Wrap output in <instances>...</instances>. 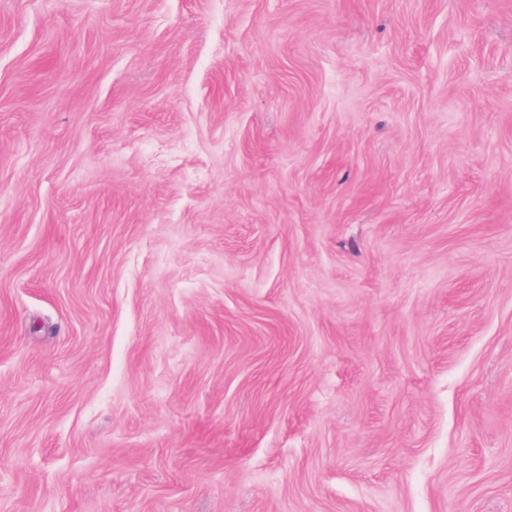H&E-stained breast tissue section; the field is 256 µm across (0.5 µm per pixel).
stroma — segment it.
I'll list each match as a JSON object with an SVG mask.
<instances>
[{
    "mask_svg": "<svg viewBox=\"0 0 512 512\" xmlns=\"http://www.w3.org/2000/svg\"><path fill=\"white\" fill-rule=\"evenodd\" d=\"M0 512H512V0H0Z\"/></svg>",
    "mask_w": 512,
    "mask_h": 512,
    "instance_id": "1",
    "label": "stroma"
}]
</instances>
